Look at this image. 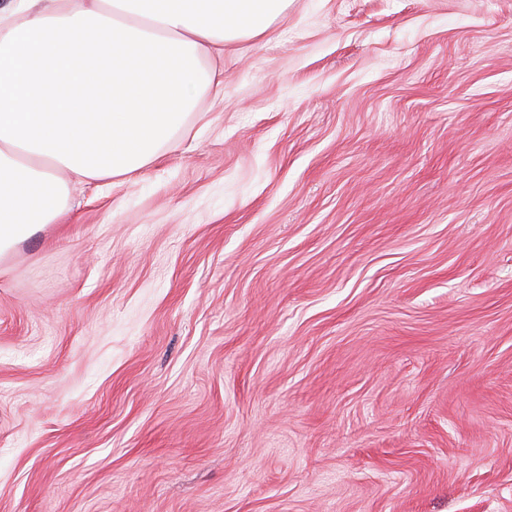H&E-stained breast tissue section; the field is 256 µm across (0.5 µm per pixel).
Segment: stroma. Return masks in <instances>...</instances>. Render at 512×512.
I'll return each mask as SVG.
<instances>
[{
    "label": "stroma",
    "mask_w": 512,
    "mask_h": 512,
    "mask_svg": "<svg viewBox=\"0 0 512 512\" xmlns=\"http://www.w3.org/2000/svg\"><path fill=\"white\" fill-rule=\"evenodd\" d=\"M0 263V512H512V0H290Z\"/></svg>",
    "instance_id": "35a3bbf8"
}]
</instances>
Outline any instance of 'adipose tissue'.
Returning a JSON list of instances; mask_svg holds the SVG:
<instances>
[{
	"instance_id": "adipose-tissue-1",
	"label": "adipose tissue",
	"mask_w": 512,
	"mask_h": 512,
	"mask_svg": "<svg viewBox=\"0 0 512 512\" xmlns=\"http://www.w3.org/2000/svg\"><path fill=\"white\" fill-rule=\"evenodd\" d=\"M288 0H10L0 9V262L70 209L68 180L157 160L224 75L202 61L265 34Z\"/></svg>"
}]
</instances>
